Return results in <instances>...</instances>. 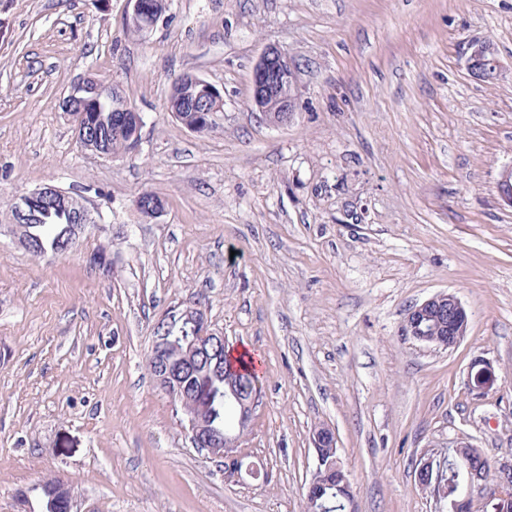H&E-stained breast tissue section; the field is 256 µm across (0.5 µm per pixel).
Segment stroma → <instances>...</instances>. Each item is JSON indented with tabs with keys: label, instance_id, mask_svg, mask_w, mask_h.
Here are the masks:
<instances>
[{
	"label": "stroma",
	"instance_id": "1",
	"mask_svg": "<svg viewBox=\"0 0 512 512\" xmlns=\"http://www.w3.org/2000/svg\"><path fill=\"white\" fill-rule=\"evenodd\" d=\"M125 10L0 0V512L54 476L77 512H302L321 424L358 512H438L414 480L430 451L468 442L512 464V208L495 189L512 164V0H170L140 36ZM485 38L492 82L466 66ZM271 45L297 76L279 127L250 105ZM185 73L224 90L202 134L167 110ZM90 74L142 113L133 152L79 150L62 104ZM45 184L101 216L65 256L1 229ZM145 191L153 222L134 207ZM442 292L469 315L450 350L406 334ZM188 303L261 359L258 477L193 448L146 368L156 320ZM477 359L496 375L481 394ZM467 68L479 79L492 81L499 77L501 62L496 45L491 40L472 42L468 47ZM494 378L493 367L484 360H475L469 370V386L472 390L484 392Z\"/></svg>",
	"mask_w": 512,
	"mask_h": 512
}]
</instances>
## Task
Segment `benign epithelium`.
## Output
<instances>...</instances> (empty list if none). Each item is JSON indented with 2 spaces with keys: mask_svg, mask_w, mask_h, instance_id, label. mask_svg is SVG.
<instances>
[{
  "mask_svg": "<svg viewBox=\"0 0 512 512\" xmlns=\"http://www.w3.org/2000/svg\"><path fill=\"white\" fill-rule=\"evenodd\" d=\"M125 18L128 21H141L159 15V3L156 0H126ZM467 68L479 79L492 81L499 77L501 62L496 45L491 40H479L468 47ZM296 73L288 54L277 46L265 49L252 73L251 106L260 113L261 118L272 126L287 123L296 107ZM179 84L205 86L209 88L210 107L196 113V122L191 130L203 133L212 124L211 116L224 111V97L221 91L207 80L195 74H185ZM66 116L73 124L78 145L84 146L87 133L97 124V113L88 109L87 103L78 102L66 107ZM112 122L118 126L135 124L140 130L144 122L138 110L129 102L122 100L114 109ZM497 193L500 200L512 207V165L504 167L497 180ZM60 189L53 185H43L18 195L8 224L9 232L17 243L29 252H34L31 240L19 233L20 225L30 223V218L45 210L53 202ZM136 205L143 210L147 221L158 219L163 213V206L156 200H148L141 194ZM95 222L91 211L85 203H79L78 211L72 215L75 224L69 242L73 243L80 236L85 226ZM169 321L180 325H191L193 336L186 341L178 363L164 362L155 372V380L160 388L170 397L183 390V386L196 374L209 370L210 353L224 346V335L207 326L203 311L197 307L177 309L166 315ZM469 317L461 301L452 293L436 294L415 306L408 315L407 333L414 339L427 342L444 350L457 346L467 335ZM494 378L493 367L484 360L474 361L469 370V386L483 392ZM255 402L235 397V406L239 411V428L250 427ZM180 407L187 416L189 439L193 447L205 450L217 459L224 461L227 477H237L241 473L243 460L248 457L245 436H230L214 429L207 418L204 395L197 393L192 397L180 399ZM312 444L316 453L317 466H322L321 449L334 452L336 435L333 429L322 425L315 429ZM442 465L434 464L432 458L424 459L415 470V481L423 491H428L440 501L443 499L441 484ZM512 496V467L504 466L497 475L477 488L468 485L458 490L454 506L463 505L470 512H485V508L497 499Z\"/></svg>",
  "mask_w": 512,
  "mask_h": 512,
  "instance_id": "obj_1",
  "label": "benign epithelium"
}]
</instances>
